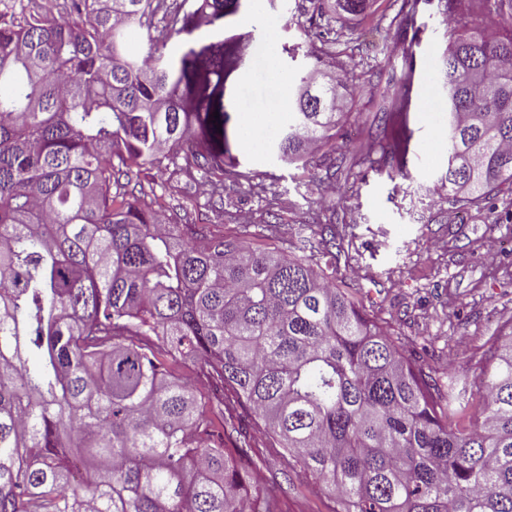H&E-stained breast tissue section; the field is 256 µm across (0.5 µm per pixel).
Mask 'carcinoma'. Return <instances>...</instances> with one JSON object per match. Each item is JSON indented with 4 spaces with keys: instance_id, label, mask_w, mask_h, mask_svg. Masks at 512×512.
Segmentation results:
<instances>
[{
    "instance_id": "cac0c4a2",
    "label": "carcinoma",
    "mask_w": 512,
    "mask_h": 512,
    "mask_svg": "<svg viewBox=\"0 0 512 512\" xmlns=\"http://www.w3.org/2000/svg\"><path fill=\"white\" fill-rule=\"evenodd\" d=\"M72 2L73 22L0 9V512H257L247 415L336 512H512V331L490 338L478 380L436 375L336 283V225L292 256L270 244L280 224L263 243L224 240L129 191L141 167L170 168L224 202L239 173L223 96L205 83L241 59L231 38L165 49L241 0ZM311 5L335 33L325 0ZM438 7L441 186L480 204L512 190V25L469 18H512V0ZM304 57L299 83L278 67L274 81L289 109L278 157L306 166L353 90L324 47ZM176 355L199 363L219 412L236 399L231 431L215 434L193 384L168 372ZM476 392L488 414L465 425Z\"/></svg>"
}]
</instances>
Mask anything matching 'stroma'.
Returning a JSON list of instances; mask_svg holds the SVG:
<instances>
[{
  "label": "stroma",
  "mask_w": 512,
  "mask_h": 512,
  "mask_svg": "<svg viewBox=\"0 0 512 512\" xmlns=\"http://www.w3.org/2000/svg\"><path fill=\"white\" fill-rule=\"evenodd\" d=\"M262 15L250 7L226 19L203 18L199 28L169 41L168 54L255 32L251 53L224 81L229 128L253 133L232 142L240 176L227 183L223 210L208 212L215 236L235 238L277 220L309 223L308 201L325 170L281 161L270 133L285 119L278 108L282 89L272 82L267 61L279 52L289 77L302 75L303 52L315 39L309 0H262ZM448 34L436 5L416 16H399L395 0H370L359 15L336 18L332 58L348 69L358 91L331 144L344 175L336 213L349 246L336 265L365 310L384 331L413 346L434 348L435 362L454 361L459 376L477 379L488 340L512 330V193L490 204L462 208L449 201L438 178L447 166L442 131L447 125L448 89L441 77ZM410 97H403L402 87ZM406 151L405 161L359 165L362 156ZM145 184H165V197L181 207L183 223L196 222L207 196L165 170H146ZM334 502L317 483L295 480L279 512H333Z\"/></svg>",
  "instance_id": "stroma-1"
}]
</instances>
